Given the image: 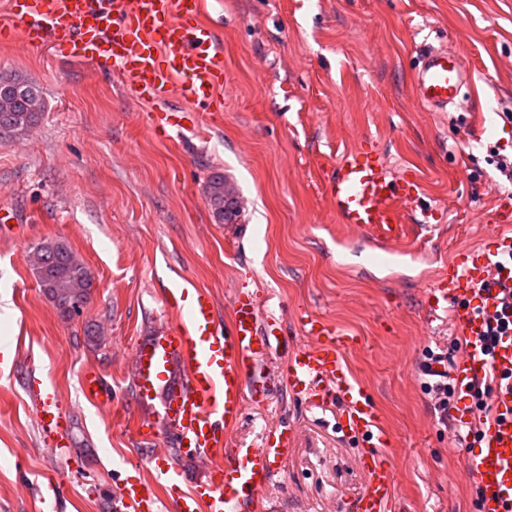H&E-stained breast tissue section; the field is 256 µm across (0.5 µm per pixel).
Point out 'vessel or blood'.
<instances>
[{"mask_svg":"<svg viewBox=\"0 0 512 512\" xmlns=\"http://www.w3.org/2000/svg\"><path fill=\"white\" fill-rule=\"evenodd\" d=\"M12 18L0 37L21 36L36 48L78 46L88 60L110 53L125 94L149 101L178 92L206 108L224 81V56L214 30L196 19L197 0H9ZM472 74L461 53L445 46L428 48L414 79L413 94L431 112L471 106ZM412 170H395L375 152L357 148L345 154L325 185L342 223L364 230L381 249L404 233V207L418 194ZM492 251L458 253L439 271L438 286L427 295L429 316L447 312L463 350L451 372L462 403L474 378L491 375L489 414L472 413L479 433L467 453L463 474L482 493L480 512H512V335L493 353L484 350L486 323L501 306L502 286L512 287V265L498 263L512 253V236L496 235ZM164 304L180 314L176 325L137 344L132 383L140 407L163 405L162 418L185 453L214 458V473L178 498L172 512H244L255 503L292 453L287 429L268 431L259 445L229 447L227 437L240 422L247 403L267 399L261 380L265 359L283 344L277 324H262L256 294L236 290L230 321L222 323L209 292L181 283L167 289ZM301 326L306 344L287 347L283 375L297 395L315 397L331 390L342 407L338 428L365 447L358 464L367 487L352 512H397L395 470L385 456L388 437L363 387L343 364L355 345L314 313ZM83 391L104 407L112 397L93 372L81 379ZM44 438L62 443L63 411L50 388L37 384L29 393ZM122 501L135 512H162L150 484L127 481Z\"/></svg>","mask_w":512,"mask_h":512,"instance_id":"b4317fda","label":"vessel or blood"}]
</instances>
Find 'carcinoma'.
Masks as SVG:
<instances>
[{"label": "carcinoma", "instance_id": "cac0c4a2", "mask_svg": "<svg viewBox=\"0 0 512 512\" xmlns=\"http://www.w3.org/2000/svg\"><path fill=\"white\" fill-rule=\"evenodd\" d=\"M2 77L21 82L24 95L17 100L0 102V136H13L34 128L42 112L28 111L25 99L42 100L40 88L13 72L0 71ZM206 198L217 223L222 224L229 219L224 214V176L210 177ZM31 268L42 293L62 315L69 317L72 309L79 310L87 303L93 288V275L75 257L66 241L51 238L38 243L32 251Z\"/></svg>", "mask_w": 512, "mask_h": 512}]
</instances>
